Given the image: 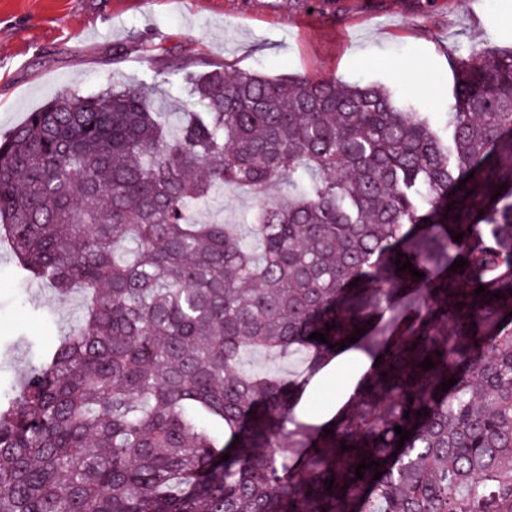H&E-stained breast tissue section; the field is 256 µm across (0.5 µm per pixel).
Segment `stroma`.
I'll list each match as a JSON object with an SVG mask.
<instances>
[{
	"mask_svg": "<svg viewBox=\"0 0 512 512\" xmlns=\"http://www.w3.org/2000/svg\"><path fill=\"white\" fill-rule=\"evenodd\" d=\"M147 39L146 58L135 45ZM512 49V0H0V135L71 89L93 94L142 83L148 104L169 112L186 93L159 82L168 59L207 60L271 76L382 82L408 90L423 111L447 118L451 58ZM86 294L59 295L22 281L0 243V386L19 388L44 340L68 333ZM365 360L349 351L323 369L301 404L323 423L349 400Z\"/></svg>",
	"mask_w": 512,
	"mask_h": 512,
	"instance_id": "stroma-1",
	"label": "stroma"
}]
</instances>
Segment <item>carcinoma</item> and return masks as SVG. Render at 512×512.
I'll list each match as a JSON object with an SVG mask.
<instances>
[{"label": "carcinoma", "mask_w": 512, "mask_h": 512, "mask_svg": "<svg viewBox=\"0 0 512 512\" xmlns=\"http://www.w3.org/2000/svg\"><path fill=\"white\" fill-rule=\"evenodd\" d=\"M452 69L442 126L382 83L174 60L175 122L112 85L0 136V239L25 280L87 292L0 392V512H512V52ZM228 187L256 195L249 242L195 219ZM340 343L370 365L316 425L302 391ZM257 350L306 376L245 371Z\"/></svg>", "instance_id": "carcinoma-1"}]
</instances>
